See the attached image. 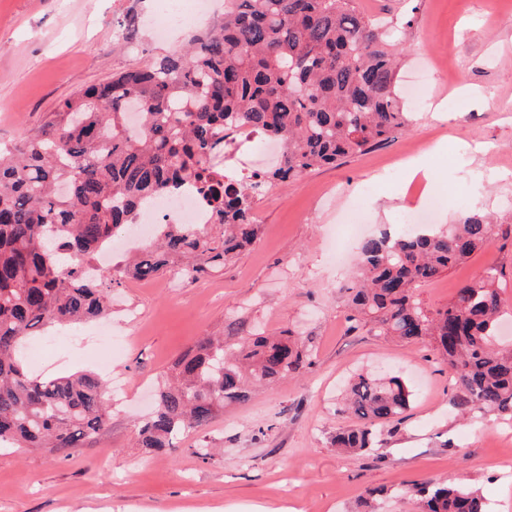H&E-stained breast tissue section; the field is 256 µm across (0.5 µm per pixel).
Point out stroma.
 I'll list each match as a JSON object with an SVG mask.
<instances>
[{
  "instance_id": "stroma-1",
  "label": "stroma",
  "mask_w": 512,
  "mask_h": 512,
  "mask_svg": "<svg viewBox=\"0 0 512 512\" xmlns=\"http://www.w3.org/2000/svg\"><path fill=\"white\" fill-rule=\"evenodd\" d=\"M361 9L406 24L399 78L448 61L428 83V107L406 104L412 118L392 141L275 187L256 207L257 242L224 268L172 289L168 276H125L128 255L109 268L111 316L77 326L89 342L57 336L52 353L24 358L35 375L95 371L118 395L107 428L73 456L38 448L0 450V512H357L366 490H382L374 512H418L405 487L427 480L478 488L488 512H512V424L479 432L452 400L454 388L429 341L403 342L352 326L343 285L356 242L340 245L336 227L365 224L368 234L398 231L399 218L426 211L430 224L469 207L512 223V0H358ZM165 0H0V147L40 128L60 102L86 85L185 45L224 15V0L195 23L156 39L144 18ZM136 36L122 38L123 21ZM427 142L433 186L409 183L382 163ZM346 247L344 262L336 251ZM501 273L503 335L512 336V235L497 237L466 263L418 288L427 307L448 303L486 267ZM258 325L294 332L313 353L304 375L256 387L226 406L210 426L180 437L165 453L135 445L173 360L197 338L235 335ZM127 335L110 353L100 335ZM399 378L412 392L406 411L381 428L367 454H341L330 440L355 425L341 404L350 378ZM214 448L201 458V446Z\"/></svg>"
}]
</instances>
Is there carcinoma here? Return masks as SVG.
I'll return each mask as SVG.
<instances>
[{
	"label": "carcinoma",
	"mask_w": 512,
	"mask_h": 512,
	"mask_svg": "<svg viewBox=\"0 0 512 512\" xmlns=\"http://www.w3.org/2000/svg\"><path fill=\"white\" fill-rule=\"evenodd\" d=\"M394 30L358 0H224V22L187 48L76 91L36 133L0 155V444L68 457L99 435L111 405L87 373L42 379L19 356L22 340L57 325L101 318L112 307L104 271L91 259L130 230L143 202L193 183L211 223L166 224L130 265L148 279L178 269L185 282L216 271L250 246L254 211L267 190L315 168L386 143L409 125L396 90ZM285 144L279 164L245 178L216 180V159L236 128ZM448 228L363 240L349 319L379 336L428 337L472 419L512 420V348L500 343V274L494 267L432 310L423 284L465 262L502 232L485 211L464 209ZM203 336L172 365L138 447L159 452L185 431H202L224 404L249 398L248 383H275L314 363L289 331L270 336ZM411 391L397 379L360 374L346 410L362 421L332 446L354 454L375 447L378 427L400 416ZM409 493L419 512H485L463 485L425 481Z\"/></svg>",
	"instance_id": "cac0c4a2"
}]
</instances>
